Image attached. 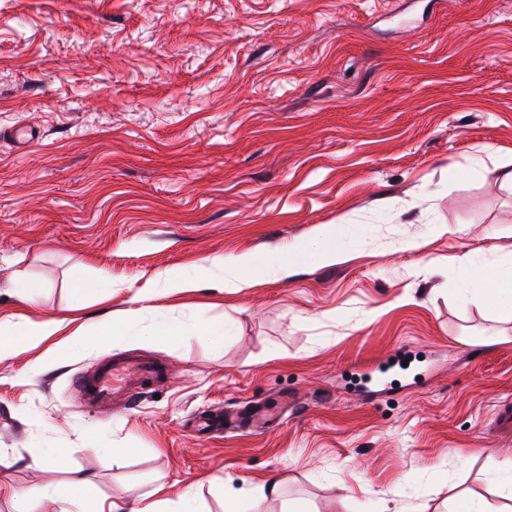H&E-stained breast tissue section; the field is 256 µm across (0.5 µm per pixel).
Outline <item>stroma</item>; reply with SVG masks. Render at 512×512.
<instances>
[{
  "label": "stroma",
  "mask_w": 512,
  "mask_h": 512,
  "mask_svg": "<svg viewBox=\"0 0 512 512\" xmlns=\"http://www.w3.org/2000/svg\"><path fill=\"white\" fill-rule=\"evenodd\" d=\"M508 160L512 0H0V323H61L0 361V512H61L77 474L127 510L161 484L200 512L501 506L512 311L458 259L512 252ZM324 225L340 262L162 292ZM110 320L125 338L68 349ZM167 320L224 342L143 341ZM111 356L161 375L99 409L79 381ZM287 395L265 431L235 426ZM210 412L223 430L197 435ZM207 265H201L192 273L183 271H167L160 275L159 281L164 290L170 293H180L209 278L212 268L220 270L231 269L235 271H247L252 275L267 272L270 267L264 265L258 258L251 254H241L233 257H217L206 260Z\"/></svg>",
  "instance_id": "stroma-1"
}]
</instances>
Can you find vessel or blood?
<instances>
[{
	"instance_id": "b4317fda",
	"label": "vessel or blood",
	"mask_w": 512,
	"mask_h": 512,
	"mask_svg": "<svg viewBox=\"0 0 512 512\" xmlns=\"http://www.w3.org/2000/svg\"><path fill=\"white\" fill-rule=\"evenodd\" d=\"M156 373V366L147 359H109L97 367L90 379L83 381L82 387L88 403L101 406L109 403L113 394L135 391L141 381L152 378Z\"/></svg>"
}]
</instances>
